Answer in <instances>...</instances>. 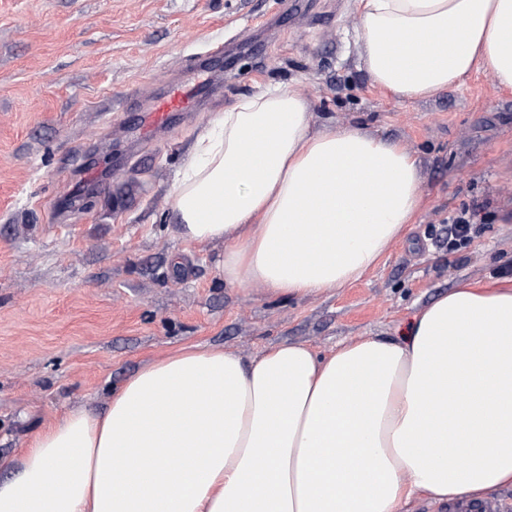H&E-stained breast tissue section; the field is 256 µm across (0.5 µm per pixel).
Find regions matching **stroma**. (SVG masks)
Returning <instances> with one entry per match:
<instances>
[{
	"label": "stroma",
	"instance_id": "35a3bbf8",
	"mask_svg": "<svg viewBox=\"0 0 512 512\" xmlns=\"http://www.w3.org/2000/svg\"><path fill=\"white\" fill-rule=\"evenodd\" d=\"M331 26L288 0H0V480L45 425L107 406L151 360L221 347L245 361L298 342L325 355L399 338L464 282L512 286V90L485 72L402 100L359 61L358 0H319ZM262 58L234 49L209 73L207 110L149 142L131 134L134 91L186 78L193 55L244 24ZM289 85L316 125L399 142L422 161L421 207L361 279L285 299L225 285L224 248L182 240L171 189L194 134L254 84ZM490 218L457 252L440 222L462 203Z\"/></svg>",
	"mask_w": 512,
	"mask_h": 512
}]
</instances>
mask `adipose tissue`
<instances>
[{
    "mask_svg": "<svg viewBox=\"0 0 512 512\" xmlns=\"http://www.w3.org/2000/svg\"><path fill=\"white\" fill-rule=\"evenodd\" d=\"M360 63L429 99L476 70L512 88V0H359ZM419 158L319 128L295 89L257 87L196 135L173 186L189 242L224 280L301 298L372 269L421 205ZM0 481V512H402L418 494L512 486V289L464 283L406 337L252 362L186 349L124 381L98 414L39 431Z\"/></svg>",
    "mask_w": 512,
    "mask_h": 512,
    "instance_id": "adipose-tissue-1",
    "label": "adipose tissue"
}]
</instances>
